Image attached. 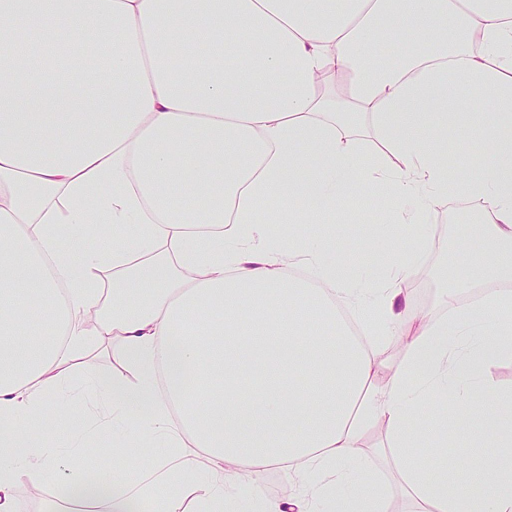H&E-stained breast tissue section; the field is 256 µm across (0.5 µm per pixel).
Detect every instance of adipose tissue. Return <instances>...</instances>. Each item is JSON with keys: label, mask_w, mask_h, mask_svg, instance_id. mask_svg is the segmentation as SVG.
<instances>
[{"label": "adipose tissue", "mask_w": 512, "mask_h": 512, "mask_svg": "<svg viewBox=\"0 0 512 512\" xmlns=\"http://www.w3.org/2000/svg\"><path fill=\"white\" fill-rule=\"evenodd\" d=\"M92 45L112 50L95 82L59 81ZM453 134L486 153L449 168ZM358 179L399 229L480 202L475 265L501 288L466 304L456 277L448 317L417 320L423 234L355 287L373 238L326 250ZM312 219L321 241L268 235ZM92 231L111 246L78 250ZM511 280L512 0H0V512L23 476L55 482L46 512H385L357 446L376 420L413 512H512V390L488 376L512 359ZM95 336L124 369L74 379ZM77 400L66 447L119 468L47 452ZM461 425L481 450L463 463ZM272 469L291 492H267Z\"/></svg>", "instance_id": "obj_1"}]
</instances>
